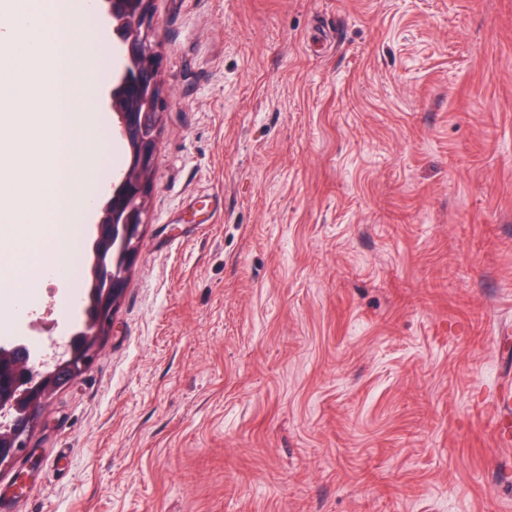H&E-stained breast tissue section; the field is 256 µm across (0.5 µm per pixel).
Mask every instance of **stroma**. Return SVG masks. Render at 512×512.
I'll list each match as a JSON object with an SVG mask.
<instances>
[{"instance_id":"stroma-1","label":"stroma","mask_w":512,"mask_h":512,"mask_svg":"<svg viewBox=\"0 0 512 512\" xmlns=\"http://www.w3.org/2000/svg\"><path fill=\"white\" fill-rule=\"evenodd\" d=\"M150 37L139 250L0 512H512V0H153ZM93 233L0 342L81 320Z\"/></svg>"}]
</instances>
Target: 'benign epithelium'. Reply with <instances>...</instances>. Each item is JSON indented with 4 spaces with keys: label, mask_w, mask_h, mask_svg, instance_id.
Instances as JSON below:
<instances>
[{
    "label": "benign epithelium",
    "mask_w": 512,
    "mask_h": 512,
    "mask_svg": "<svg viewBox=\"0 0 512 512\" xmlns=\"http://www.w3.org/2000/svg\"><path fill=\"white\" fill-rule=\"evenodd\" d=\"M115 21L113 31L123 45L133 75L123 81L126 103L114 102L118 129L132 150L111 197L102 206L92 241V286L79 331L53 342L51 360L36 361L22 345L13 347L19 367L17 380L0 389V473L30 448L35 421L50 395L60 387L56 376L68 369L66 382L77 379L98 352L94 337L109 332L113 314L124 294L141 238L144 215L153 189V160L167 90L160 78L158 53L149 31L152 0H104Z\"/></svg>",
    "instance_id": "1"
}]
</instances>
